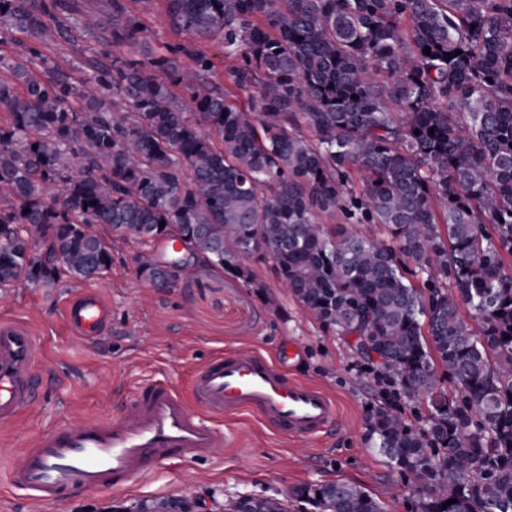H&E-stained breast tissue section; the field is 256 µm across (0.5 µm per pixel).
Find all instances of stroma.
Segmentation results:
<instances>
[{
  "label": "stroma",
  "mask_w": 512,
  "mask_h": 512,
  "mask_svg": "<svg viewBox=\"0 0 512 512\" xmlns=\"http://www.w3.org/2000/svg\"><path fill=\"white\" fill-rule=\"evenodd\" d=\"M141 248L130 238L113 239L111 270L84 284L64 278L52 288L0 290V316L32 323L48 369L35 409L0 431V451L83 418L119 416L135 390L150 380L187 390L192 371L218 351L254 347L274 356L288 341L300 348L291 373L336 396L337 424L321 440L302 443L252 416L227 419L223 426L238 442L220 457L187 454L162 461L125 490L79 493L58 506L31 500L0 467V512H111L116 504L132 508L191 494L220 501L243 494L281 498L299 485L333 481L366 489L388 512H418L411 481L396 474L372 446L368 409L383 396L353 337L325 328L283 288L272 264H255L262 283L257 289L191 257L179 287L156 288L136 274L134 259ZM84 287L99 290L111 305L110 324L96 338L71 335L63 319L65 301ZM267 295L275 305H265Z\"/></svg>",
  "instance_id": "1"
}]
</instances>
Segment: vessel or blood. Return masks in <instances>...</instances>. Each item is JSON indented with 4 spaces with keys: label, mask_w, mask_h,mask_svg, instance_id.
Listing matches in <instances>:
<instances>
[{
    "label": "vessel or blood",
    "mask_w": 512,
    "mask_h": 512,
    "mask_svg": "<svg viewBox=\"0 0 512 512\" xmlns=\"http://www.w3.org/2000/svg\"><path fill=\"white\" fill-rule=\"evenodd\" d=\"M110 308L95 290L66 307L78 336L108 326ZM42 346L29 323L0 318V426L29 413L38 396ZM250 414L281 435L311 442L338 420V404L320 385L288 374L281 360L255 349L214 354L193 372L187 390L165 381L142 386L112 419H86L43 432L13 451L8 479L43 504L88 491L121 490L157 462L185 454L217 457L229 440L218 420Z\"/></svg>",
    "instance_id": "1"
}]
</instances>
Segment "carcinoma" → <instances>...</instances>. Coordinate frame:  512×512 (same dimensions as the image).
<instances>
[{
	"label": "carcinoma",
	"instance_id": "cac0c4a2",
	"mask_svg": "<svg viewBox=\"0 0 512 512\" xmlns=\"http://www.w3.org/2000/svg\"><path fill=\"white\" fill-rule=\"evenodd\" d=\"M158 1L190 41L147 38ZM104 8L110 37L81 0H0V288L108 272L100 226L177 237L248 288L270 262L324 327L374 346L379 384L427 398L420 427L369 416L419 512H512V0ZM56 43L80 47L84 78ZM171 260L143 251L137 273L174 288ZM294 506L386 512L343 481L228 503Z\"/></svg>",
	"mask_w": 512,
	"mask_h": 512
}]
</instances>
